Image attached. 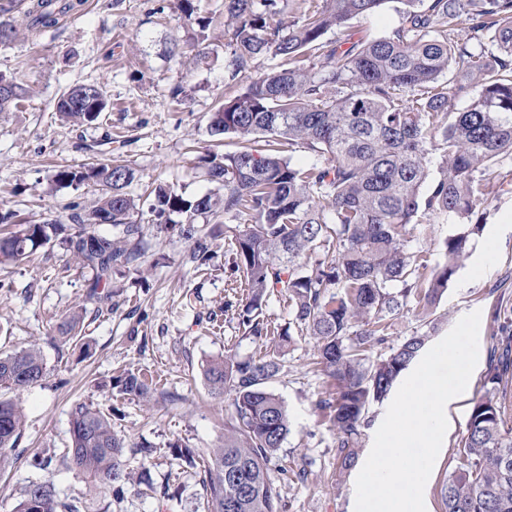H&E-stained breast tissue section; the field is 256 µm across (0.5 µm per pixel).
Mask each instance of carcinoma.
Listing matches in <instances>:
<instances>
[{
	"instance_id": "carcinoma-1",
	"label": "carcinoma",
	"mask_w": 512,
	"mask_h": 512,
	"mask_svg": "<svg viewBox=\"0 0 512 512\" xmlns=\"http://www.w3.org/2000/svg\"><path fill=\"white\" fill-rule=\"evenodd\" d=\"M386 0H322L290 25L281 0H224L230 75L267 54L284 64L254 79L215 113L214 135L231 134L239 150L207 154L218 193L188 198L167 184L150 191V220L188 243L186 262L200 270L213 254V236L197 217L244 224L233 230L230 276L245 280L239 313L243 335L265 355L229 349L203 366L212 395H233L224 444L208 451L202 484L207 512H282L270 464L290 433L284 400L271 388L297 336L315 340V364L332 390L316 402L336 436L339 471L352 468L371 403L380 402L419 356L429 335L415 333L377 358L391 323L411 305L428 315L482 230L483 187L491 168L512 158V0H404L408 9L388 36L344 42L325 38L348 20L376 12ZM53 0H38L33 22L46 25ZM190 24L213 22L196 0H177ZM477 89L467 109L453 100ZM30 93L22 77L0 74V112ZM107 107L98 84L63 91L56 112L91 124ZM315 156L310 164L290 155ZM438 176L427 195L429 164ZM134 172L121 157L61 167L54 181L92 183L99 196L73 223L25 224L0 236V264L29 258L50 242L93 272L86 295L93 312L112 309V272L141 266L146 254L139 204L126 188ZM108 235L87 225L99 216ZM453 217L459 230L444 241L443 261L430 267L406 250L411 229ZM284 294L291 319L283 329L265 316L270 295ZM81 315L65 317L58 340L76 338ZM512 372V336L491 354L483 393L472 401L459 465L442 489L446 512H512V426L504 383ZM45 378L39 343L0 356V391L20 393ZM118 394L151 401L145 374L128 371ZM26 423L20 399L0 398V472L10 464ZM71 441L63 460L91 490L152 487L147 470L124 461L126 444L113 431L112 412L77 401L69 412ZM12 512H89L85 501H61L48 481L24 490Z\"/></svg>"
}]
</instances>
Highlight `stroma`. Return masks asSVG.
<instances>
[{"label": "stroma", "mask_w": 512, "mask_h": 512, "mask_svg": "<svg viewBox=\"0 0 512 512\" xmlns=\"http://www.w3.org/2000/svg\"><path fill=\"white\" fill-rule=\"evenodd\" d=\"M174 0H53L56 26L23 24L17 38L0 47V73L24 74L30 94L24 106L0 112V209L17 212L24 222L71 221L73 205L90 208L92 187L65 188L54 181L63 166L122 157L135 172L130 187L141 195L159 180L185 196L217 192L198 158L210 145V124L225 99L239 94L258 72L278 68L268 55L257 69L229 80L230 49L223 26L199 34L173 9ZM405 6L387 0L376 13L349 20L329 39L378 38L399 26ZM104 86L110 108L93 125H73L55 112L58 96L77 84ZM181 86L178 99L170 91ZM486 220L472 236L469 253L436 305L432 325L413 310L395 319L388 343L428 332L430 343L445 337L458 320L480 311L478 362L464 396L450 406L448 429L426 484L429 512H444L442 488L457 464L456 452L471 401L483 392L489 355L499 337L512 336V160L495 165L484 186ZM453 221L414 230L408 252L436 264L455 232ZM149 248L148 276L125 269L112 277V309L85 318V347H63L55 339L65 314L85 304L91 274L53 244L31 260L0 266V352L39 339L47 375L21 392L26 429L0 476V512H12L26 486L51 481L61 500L87 491L77 471L60 460L32 467L35 455L63 450L70 438L69 410L75 401L105 409L120 408L114 430L126 444L129 467L147 468L154 490H126L116 496L95 493L93 512H196L203 495L200 475L173 456L174 444L205 450L224 441V417L231 397H212L203 375L207 360L237 350L261 356L264 347L244 338L236 311H225L226 269L232 262V231L221 228L208 270L186 262L187 245L144 226ZM314 341L303 337L285 357L273 390L285 401L291 431L273 468L288 469L276 480L283 512H352L357 470L340 473L335 436L316 402L327 378L312 363ZM152 375L158 393L150 403L112 394L109 384L123 370ZM152 445L144 459L136 446Z\"/></svg>", "instance_id": "stroma-1"}]
</instances>
